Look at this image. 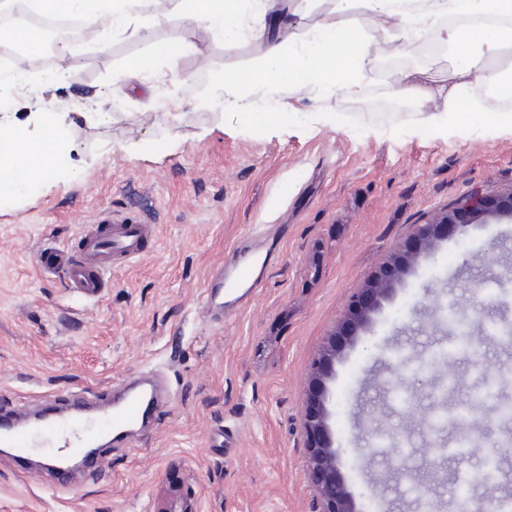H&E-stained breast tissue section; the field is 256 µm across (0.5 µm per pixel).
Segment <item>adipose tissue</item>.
<instances>
[{
    "label": "adipose tissue",
    "mask_w": 512,
    "mask_h": 512,
    "mask_svg": "<svg viewBox=\"0 0 512 512\" xmlns=\"http://www.w3.org/2000/svg\"><path fill=\"white\" fill-rule=\"evenodd\" d=\"M374 17V30L349 25L343 19H328L309 26L302 37L288 31L286 20L266 35V66L245 75L216 76L212 90L235 86L247 94L266 95L271 87L297 83L312 96L336 93L359 94L364 72L372 57L395 54L399 47L422 31L439 28L445 41L468 54L466 65L455 71L453 82L421 80L404 74L396 89L399 97L417 104L443 100L448 111L458 109L461 90L480 87L502 93L512 91V66H503L505 49H512V0H359ZM148 0H111L99 11L89 0H37L39 11L65 12L81 17L85 27H107L112 34L136 36V21ZM277 0H261L258 14H246L243 0H178L181 19L202 25L209 34L235 42L255 32L259 13L274 10ZM502 18L490 28L457 24V17ZM382 39H375L374 31ZM44 136L50 139L48 151L35 153L34 140L26 131H14L9 140V158L14 172L26 178L50 172L52 156L61 148L53 116H46Z\"/></svg>",
    "instance_id": "ef3b65f1"
}]
</instances>
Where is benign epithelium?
Returning a JSON list of instances; mask_svg holds the SVG:
<instances>
[{
	"label": "benign epithelium",
	"mask_w": 512,
	"mask_h": 512,
	"mask_svg": "<svg viewBox=\"0 0 512 512\" xmlns=\"http://www.w3.org/2000/svg\"><path fill=\"white\" fill-rule=\"evenodd\" d=\"M512 222V191L478 196L436 213L414 225L404 246L349 298L345 311L328 335L309 375L304 416L307 463L310 479L321 503V512H357L353 494L339 471L338 456L330 432L331 411L326 405V382L346 346L353 344L376 313L395 283L444 239L463 233L471 224Z\"/></svg>",
	"instance_id": "benign-epithelium-1"
}]
</instances>
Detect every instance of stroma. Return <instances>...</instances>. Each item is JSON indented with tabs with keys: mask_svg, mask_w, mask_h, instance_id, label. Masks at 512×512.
I'll return each mask as SVG.
<instances>
[{
	"mask_svg": "<svg viewBox=\"0 0 512 512\" xmlns=\"http://www.w3.org/2000/svg\"><path fill=\"white\" fill-rule=\"evenodd\" d=\"M180 49L158 57L157 43ZM263 40L227 45L153 0L136 37L85 32L76 79L49 83L0 114V128L37 131L51 111L64 167L0 195V414L101 394L146 369L163 372L170 405L130 448H109L101 471L59 487L48 465L0 455V512H319L303 432L308 377L351 293L403 247L413 225L475 193L512 189V128L442 102L394 109L402 74L449 77L461 51L428 53L422 40L365 72L359 97L290 92L285 117L255 125L253 107L197 103L214 75L249 68ZM148 73L126 80L134 61ZM180 88L171 108L163 90ZM150 222L144 256L114 270L102 297L73 294L38 270L44 249L73 245L103 210ZM256 253L251 298L222 319L202 309L214 269L235 247ZM474 321L479 358L417 370L448 339L442 307ZM512 325V223L474 224L399 280L328 381L332 440L359 512H417L403 488L427 484L453 512L458 473L497 458L490 491L512 498V344L488 326ZM456 383H449V371ZM498 399H472L482 374ZM466 409L480 446L463 459L433 455L457 442L458 423L428 429L420 414ZM410 440L406 471L368 444L374 432Z\"/></svg>",
	"mask_w": 512,
	"mask_h": 512,
	"instance_id": "35a3bbf8",
	"label": "stroma"
}]
</instances>
